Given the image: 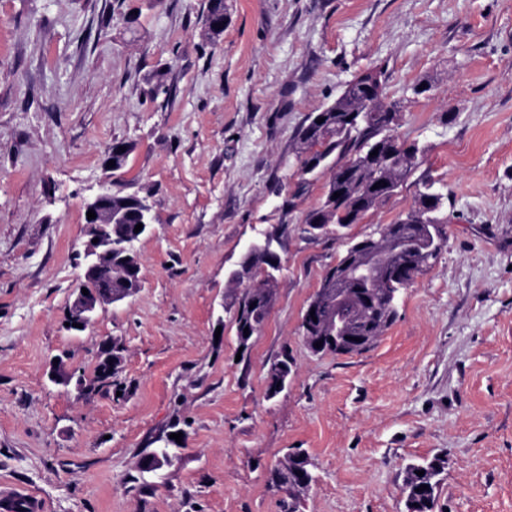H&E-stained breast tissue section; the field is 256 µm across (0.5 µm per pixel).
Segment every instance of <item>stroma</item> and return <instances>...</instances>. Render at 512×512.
<instances>
[{"instance_id":"35a3bbf8","label":"stroma","mask_w":512,"mask_h":512,"mask_svg":"<svg viewBox=\"0 0 512 512\" xmlns=\"http://www.w3.org/2000/svg\"><path fill=\"white\" fill-rule=\"evenodd\" d=\"M0 0V484L42 512H288L269 483L309 456L300 512H406L407 464L443 458L435 512H512V0ZM383 73L399 139L426 151L358 223L304 231L323 180L294 190L295 132L354 77ZM431 92L413 95L418 81ZM131 145L111 174L107 148ZM147 197L142 286L80 334L83 202L100 182ZM448 197L447 239L369 350L315 354L302 315L350 242ZM283 269L240 350L247 287L229 270L257 233ZM124 346L114 390L51 382ZM293 375L266 396L270 364ZM182 433L146 473L151 443ZM206 14L203 19V34L210 41L216 40L220 33L223 31L221 28H225L228 24L229 15L226 3L224 0H209ZM218 24V28H215L213 23L216 21L223 20ZM223 33V32H222Z\"/></svg>"}]
</instances>
